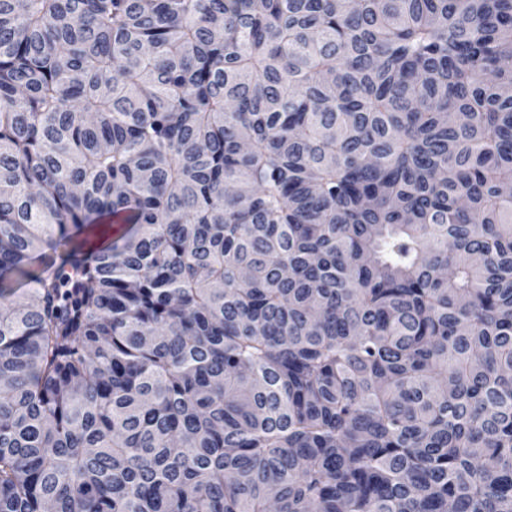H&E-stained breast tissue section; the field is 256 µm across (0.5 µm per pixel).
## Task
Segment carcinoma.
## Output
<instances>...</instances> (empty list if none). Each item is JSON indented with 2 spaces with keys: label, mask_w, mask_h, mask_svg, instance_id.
<instances>
[{
  "label": "carcinoma",
  "mask_w": 512,
  "mask_h": 512,
  "mask_svg": "<svg viewBox=\"0 0 512 512\" xmlns=\"http://www.w3.org/2000/svg\"><path fill=\"white\" fill-rule=\"evenodd\" d=\"M510 187L512 0H0V512H512Z\"/></svg>",
  "instance_id": "cac0c4a2"
}]
</instances>
